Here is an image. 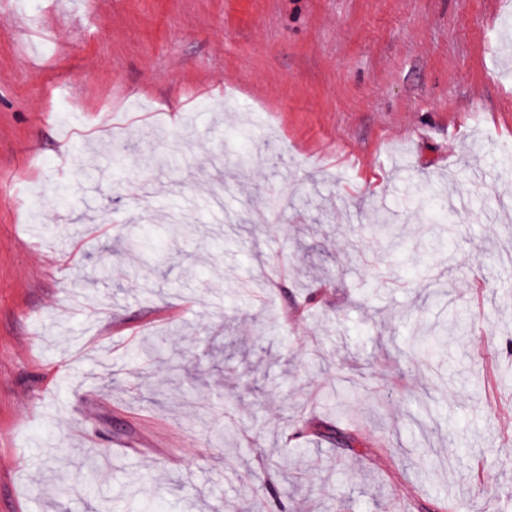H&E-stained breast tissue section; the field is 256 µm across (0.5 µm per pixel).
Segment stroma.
Returning a JSON list of instances; mask_svg holds the SVG:
<instances>
[{
  "instance_id": "obj_1",
  "label": "stroma",
  "mask_w": 512,
  "mask_h": 512,
  "mask_svg": "<svg viewBox=\"0 0 512 512\" xmlns=\"http://www.w3.org/2000/svg\"><path fill=\"white\" fill-rule=\"evenodd\" d=\"M71 2L0 0V512H512V0Z\"/></svg>"
}]
</instances>
